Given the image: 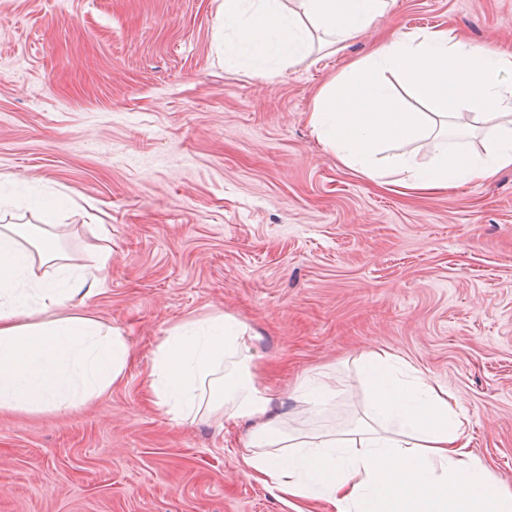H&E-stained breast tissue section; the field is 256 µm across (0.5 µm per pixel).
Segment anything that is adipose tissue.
<instances>
[{"instance_id":"obj_1","label":"adipose tissue","mask_w":512,"mask_h":512,"mask_svg":"<svg viewBox=\"0 0 512 512\" xmlns=\"http://www.w3.org/2000/svg\"><path fill=\"white\" fill-rule=\"evenodd\" d=\"M393 0H221L224 52L276 69L310 51L313 37L342 46ZM308 123L323 150L405 195L433 196L512 169V52L447 31H394L347 62L317 94ZM487 125L485 154L447 139ZM434 138L425 165L408 145ZM38 223L0 225V410L67 413L120 385L132 349L119 329L41 313L89 297L100 264L70 263L52 245L58 206L33 205ZM259 333L218 313L174 326L157 345L145 385L172 420L223 410L225 427L249 426L248 478L286 502L324 501L333 512H512V488L475 459L459 398L386 350L365 355L367 419L340 435L286 431L292 412L325 410L333 381L305 378L290 395L260 372Z\"/></svg>"}]
</instances>
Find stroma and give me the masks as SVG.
I'll use <instances>...</instances> for the list:
<instances>
[{"label":"stroma","instance_id":"stroma-1","mask_svg":"<svg viewBox=\"0 0 512 512\" xmlns=\"http://www.w3.org/2000/svg\"><path fill=\"white\" fill-rule=\"evenodd\" d=\"M219 4L0 0V192L64 200V250L103 267L53 314L134 353L75 412L0 411V512H294L243 475L246 426L143 399L158 340L216 312L261 333L280 390L335 376L304 432L362 417L356 361L381 347L457 394L473 453L512 486V169L420 197L337 164L307 116L374 32L268 80L225 60ZM377 25L510 49L512 0H396Z\"/></svg>","mask_w":512,"mask_h":512}]
</instances>
